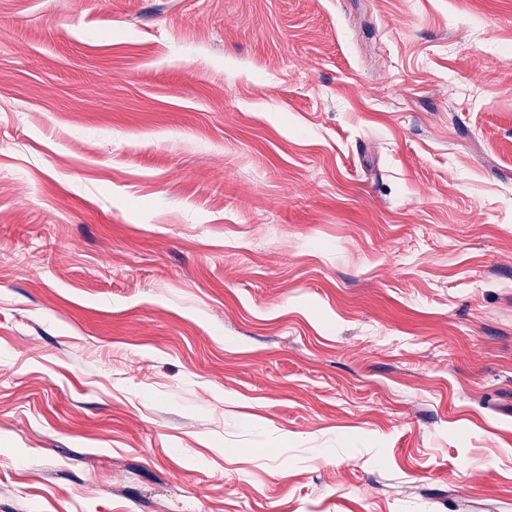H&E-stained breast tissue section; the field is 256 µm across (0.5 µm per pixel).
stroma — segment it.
Masks as SVG:
<instances>
[{"label": "stroma", "instance_id": "1", "mask_svg": "<svg viewBox=\"0 0 512 512\" xmlns=\"http://www.w3.org/2000/svg\"><path fill=\"white\" fill-rule=\"evenodd\" d=\"M0 512H512V0H0Z\"/></svg>", "mask_w": 512, "mask_h": 512}]
</instances>
